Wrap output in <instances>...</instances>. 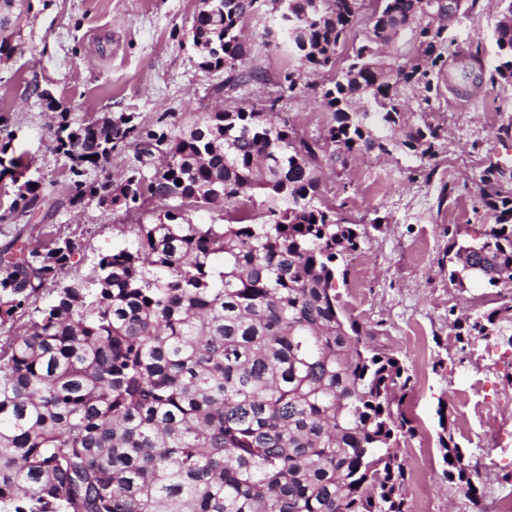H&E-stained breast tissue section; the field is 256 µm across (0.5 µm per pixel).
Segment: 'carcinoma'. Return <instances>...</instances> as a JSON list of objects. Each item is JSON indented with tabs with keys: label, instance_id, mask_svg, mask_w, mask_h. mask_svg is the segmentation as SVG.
I'll return each instance as SVG.
<instances>
[{
	"label": "carcinoma",
	"instance_id": "carcinoma-1",
	"mask_svg": "<svg viewBox=\"0 0 512 512\" xmlns=\"http://www.w3.org/2000/svg\"><path fill=\"white\" fill-rule=\"evenodd\" d=\"M271 2L275 48L295 61L283 91L309 90L330 113L322 142L308 141L268 108L208 112L190 130L148 129L133 112L54 116V150L70 161V205L136 212L177 201L136 227L137 247L100 255L93 287L73 280L37 309L23 333L0 343V512H410L400 442L415 428L404 411L412 376L370 345L380 329L343 313L336 261L359 248L357 225L321 198L319 154L329 161L401 150L436 156L443 128L431 93L467 83L469 60L451 51L444 0H371L372 32L338 67L337 49L365 0H210L190 28L199 66L225 73L217 94L261 79L241 68L245 16ZM491 83L512 85V0H499ZM32 0H0V61L19 46ZM412 49L385 56L402 31ZM330 73L303 84L296 73ZM404 86L425 91L418 110ZM134 147L117 177L112 154ZM0 146V180L14 185L9 214L30 220L46 203L21 180L23 156ZM104 175L86 180L87 169ZM181 184H176V181ZM481 203L494 224L448 251L452 282L512 288V162L491 159ZM224 205V223L184 209ZM265 220L255 222L252 213ZM57 237L0 248V327L14 320L77 253ZM512 304L467 325L497 336ZM442 474L484 512L472 455L440 438Z\"/></svg>",
	"mask_w": 512,
	"mask_h": 512
}]
</instances>
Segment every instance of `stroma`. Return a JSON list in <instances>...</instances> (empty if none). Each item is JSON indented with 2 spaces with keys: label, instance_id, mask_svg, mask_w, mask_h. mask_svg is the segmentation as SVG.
<instances>
[{
  "label": "stroma",
  "instance_id": "1",
  "mask_svg": "<svg viewBox=\"0 0 512 512\" xmlns=\"http://www.w3.org/2000/svg\"><path fill=\"white\" fill-rule=\"evenodd\" d=\"M498 0H478L453 19L461 55L480 52L492 71L493 28ZM199 0H34L21 31V50L0 62V144L11 143L31 159L30 175L43 183L46 226L17 218L0 222V246L14 236L36 240L45 233L80 244L57 282L37 296L45 304L58 284L92 280L100 254L135 244L134 227L154 221L161 206L145 205L136 215L97 205L70 207L67 162L53 150L51 114L37 104L35 90H49L60 110L74 116L137 113L147 126L158 121L185 130L218 108L263 107L279 97L276 83L293 65L287 47L266 46L274 25L270 6L248 15L247 69L262 81L217 96L221 71L200 68L186 34ZM277 106L298 135L319 139L329 114L311 92L279 97ZM430 121L444 128L436 156L427 160L401 152L370 155L348 168L326 163L323 201L338 216L363 225L357 257L338 261L336 290L346 313L367 324H382L377 348L398 356L414 377L404 409L416 429L402 444L405 490L413 512H473L442 476L439 435L449 431L467 451L484 449L483 490L493 496L503 474L512 471V346L495 336L458 338L457 321L474 319L504 301L500 288L448 279L442 258L448 233L458 241L481 238L494 218L479 201V179L487 157L512 160V139H499L512 120V85L483 82L461 98L440 86ZM379 227H371L372 219ZM505 392L496 423H487L478 401L480 384Z\"/></svg>",
  "mask_w": 512,
  "mask_h": 512
}]
</instances>
